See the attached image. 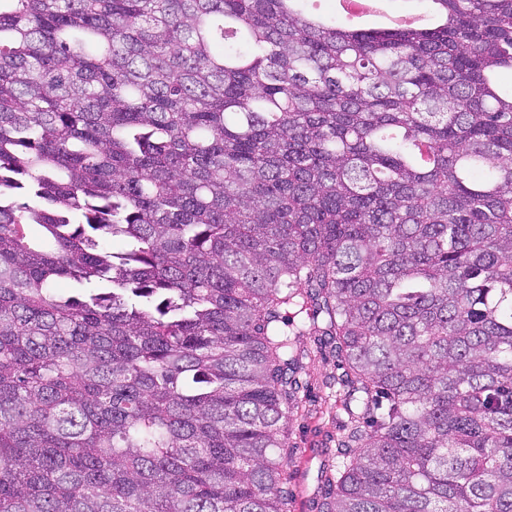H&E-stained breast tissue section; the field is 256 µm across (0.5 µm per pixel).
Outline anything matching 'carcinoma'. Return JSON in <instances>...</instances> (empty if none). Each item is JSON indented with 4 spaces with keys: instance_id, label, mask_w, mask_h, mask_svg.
I'll use <instances>...</instances> for the list:
<instances>
[{
    "instance_id": "1",
    "label": "carcinoma",
    "mask_w": 512,
    "mask_h": 512,
    "mask_svg": "<svg viewBox=\"0 0 512 512\" xmlns=\"http://www.w3.org/2000/svg\"><path fill=\"white\" fill-rule=\"evenodd\" d=\"M0 0V512H512V0ZM307 349L308 356L302 360V375L308 383L302 403L305 412L295 414L290 421V443L297 448L292 459V469L297 473L292 512H312L325 448H335L330 440L346 419L340 396L336 395V384H325L329 376L336 377L342 372L334 353L330 347H321L314 336L308 338Z\"/></svg>"
}]
</instances>
